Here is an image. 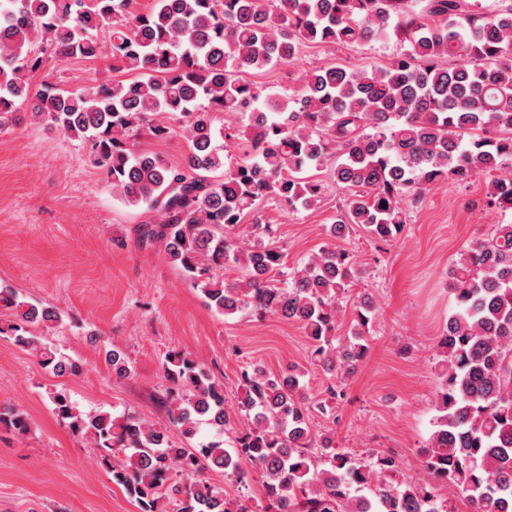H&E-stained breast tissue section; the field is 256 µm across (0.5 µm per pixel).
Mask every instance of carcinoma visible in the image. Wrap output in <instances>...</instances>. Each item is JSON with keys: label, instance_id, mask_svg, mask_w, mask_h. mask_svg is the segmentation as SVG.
Returning a JSON list of instances; mask_svg holds the SVG:
<instances>
[{"label": "carcinoma", "instance_id": "carcinoma-1", "mask_svg": "<svg viewBox=\"0 0 512 512\" xmlns=\"http://www.w3.org/2000/svg\"><path fill=\"white\" fill-rule=\"evenodd\" d=\"M154 0L145 13L133 0H0V129L27 121L91 143L92 163L113 193L154 213L137 229L158 244L208 307L228 316L252 310L299 324L309 355L339 380L353 375L368 350L376 307L354 303L349 336L336 335L341 299L365 274L335 241L359 229L390 242L406 224V205L448 182L489 179V204L512 209V0L492 12L470 0ZM395 35L407 50L389 64L319 68L291 96L263 93L245 79L290 62L306 44H350ZM59 61L104 59L136 74L106 79L91 93L67 91L31 74L44 55ZM224 113L246 119V158L224 167L215 145ZM188 151L173 165L140 147L142 129L156 141L171 128ZM324 169L346 196L327 229L330 242L283 272L284 254L259 206L276 199L311 209L329 184L306 175ZM248 231L240 228L245 218ZM243 268L224 280V266ZM455 311L437 341L434 430L419 450L428 480L392 481L391 455L364 461L318 432L313 415L332 414L329 399L306 393L297 365L280 375L243 373L237 410L247 428L234 448L220 440L192 444L206 422L230 423L224 385L181 350L163 362L164 404L186 444L130 414L82 413L62 390H49L55 415L89 438L140 512H251L242 498L203 477L236 476L247 460L273 512H442L430 485L459 493L470 512H512V223L463 250L450 270ZM11 319L0 335L57 374L80 365L41 341L61 322L54 306L21 299L0 286ZM106 360L131 374L117 350ZM29 430L20 412L0 424ZM183 485H178V482Z\"/></svg>", "mask_w": 512, "mask_h": 512}]
</instances>
